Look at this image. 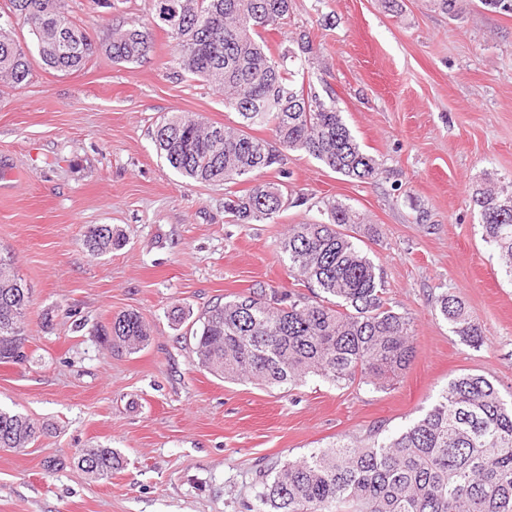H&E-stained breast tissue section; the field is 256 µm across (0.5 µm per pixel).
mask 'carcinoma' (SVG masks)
<instances>
[{
  "label": "carcinoma",
  "mask_w": 512,
  "mask_h": 512,
  "mask_svg": "<svg viewBox=\"0 0 512 512\" xmlns=\"http://www.w3.org/2000/svg\"><path fill=\"white\" fill-rule=\"evenodd\" d=\"M0 11V76L17 84L33 76L29 46L12 37L22 23L42 63L56 71L84 68L97 51L86 31L69 18L66 0H8ZM153 12L176 42L181 71L224 91L238 126L211 125L175 113L153 133L157 151L183 177L251 187L224 193V213L233 224L273 221L288 196L261 174L281 164L282 151H304L332 171L361 183L379 175L332 102L298 83L288 68L290 51L262 32L282 27L289 0H178L170 22L151 0ZM153 48L152 23L134 22L112 33L105 51L119 63H136ZM270 127L280 148L249 130ZM484 241L512 277V185L483 179L470 196ZM324 218L293 224L279 242L294 279L317 288L310 300L294 291L253 288L209 308L193 331L198 365L210 374L265 386L304 383L321 377L337 386L383 385L414 359L411 318L384 299L379 268L353 242L363 218L351 207L327 202ZM108 224L93 225L84 245L93 255L123 246ZM441 315L473 347L476 322L457 295L438 297ZM32 291L0 257V362L27 358L22 321ZM114 349L134 353L147 345L150 328L140 313L125 311L104 332ZM45 427L0 409V448L20 450ZM79 463L95 479H109L123 466L113 448H87ZM248 512H512V401L479 374L450 380L424 415L404 429L374 432L364 445L314 448L263 471Z\"/></svg>",
  "instance_id": "obj_1"
}]
</instances>
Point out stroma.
Listing matches in <instances>:
<instances>
[{"mask_svg": "<svg viewBox=\"0 0 512 512\" xmlns=\"http://www.w3.org/2000/svg\"><path fill=\"white\" fill-rule=\"evenodd\" d=\"M67 8L100 44L150 4ZM304 36L317 50L305 81L334 99L381 173L361 183L284 152L266 177L303 203L272 223H226L223 188L183 178L157 152L164 115L238 120L221 92L178 73L165 30L154 28L138 63L100 50L61 73L35 56L31 82L0 77V255L33 295L27 359L0 363V408L50 428L27 448H0V512H247L264 466L402 430L459 374L484 375L512 399V279L470 202L483 172L512 182V14L481 0L455 16L434 0H291L287 23L266 37L295 52ZM329 199L377 229L358 245L388 305L413 321L410 368L384 387L313 377L265 388L204 371L172 306L197 316L261 285L294 289L278 243L290 225L320 219ZM91 224L112 225L125 245L90 255ZM447 290L478 324L481 347L441 316ZM126 310L150 326L132 354L100 335ZM99 445L125 459L107 481L77 465Z\"/></svg>", "mask_w": 512, "mask_h": 512, "instance_id": "stroma-1", "label": "stroma"}]
</instances>
